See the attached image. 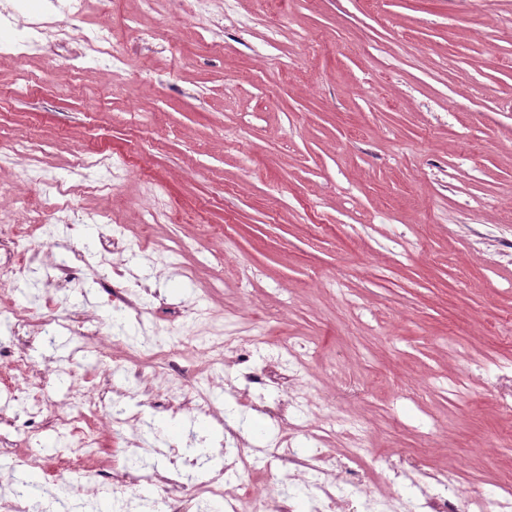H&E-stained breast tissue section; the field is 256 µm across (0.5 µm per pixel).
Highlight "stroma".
<instances>
[{"instance_id":"obj_1","label":"stroma","mask_w":512,"mask_h":512,"mask_svg":"<svg viewBox=\"0 0 512 512\" xmlns=\"http://www.w3.org/2000/svg\"><path fill=\"white\" fill-rule=\"evenodd\" d=\"M87 0L81 27L111 25L120 51L111 73L62 49L48 68L20 24L0 23V180L21 184L14 144L37 147L35 165L64 182L67 234L44 239L18 221L10 198L0 220L34 255L44 287L55 263L78 255V276L47 297L66 328L0 344L47 372V390L72 353L98 368L88 318L122 338L180 328L188 306L211 312L225 333L264 320L268 343L251 348L213 390L229 429L171 409L161 380L145 426L111 427L112 462L128 465L124 438L191 459L180 479L220 469L234 448L293 437L303 455L346 465L350 441L291 435L271 412L288 382L261 377L296 343L312 400L365 427L373 449L358 466L374 490L416 498L419 472L456 468L460 485L497 496L512 478V431L492 384L512 369V0ZM156 31L134 41L124 15ZM111 164L112 186L79 152ZM173 203L175 222L152 220L149 202ZM105 214L109 223H93ZM175 250L179 264L139 267L127 247ZM144 308L134 317L120 302ZM266 413L254 412V405ZM65 429L33 440L0 436V473L17 477V453L68 457ZM51 512H95L82 474L66 488L44 481Z\"/></svg>"}]
</instances>
